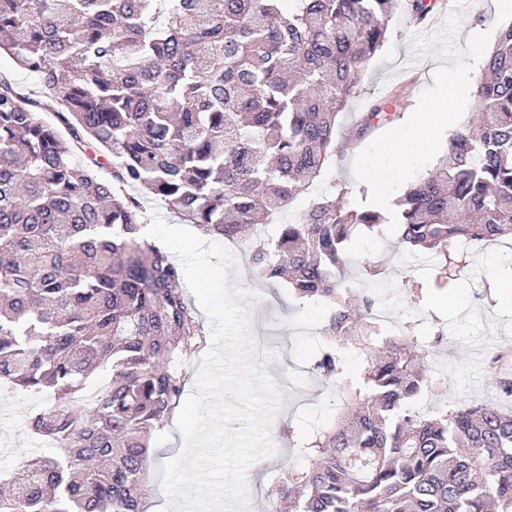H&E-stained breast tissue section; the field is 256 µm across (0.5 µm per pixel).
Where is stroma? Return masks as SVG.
<instances>
[{"instance_id": "35a3bbf8", "label": "stroma", "mask_w": 512, "mask_h": 512, "mask_svg": "<svg viewBox=\"0 0 512 512\" xmlns=\"http://www.w3.org/2000/svg\"><path fill=\"white\" fill-rule=\"evenodd\" d=\"M512 19V0H475L468 9L456 39L465 46L470 34L497 30ZM416 28L403 13H396L390 23L388 39L370 60L356 97L339 117L342 130L353 127L368 102L386 87L400 89L399 101L390 103L392 126L403 124L417 105L421 92L432 85V71L439 66L438 56L412 60L411 37ZM368 138L357 139L353 148L344 150L328 168L325 182L345 185L348 202L368 200L370 188L356 181L352 163ZM238 259L240 286L257 291L258 299L249 304L254 336L263 337L267 349L276 351L278 359L267 365V372L284 393L275 426L291 425L299 436L329 425L343 398V382L325 384L313 373L312 362L323 340L322 313L316 306H303L293 300L287 289L269 286L256 280L248 265L245 242L230 243ZM468 273L462 274L454 288H435L437 275L433 257L399 246L396 240L376 235L356 243L349 256V274L357 287H365L361 273L365 262L384 266L383 286L377 289L379 305L385 307L395 324L405 319L418 321L420 330L442 328L445 340L435 352L425 357L427 376L445 380L450 399L460 402L497 400L494 374L485 359L489 350L512 345V305L496 303L493 285L502 278L504 262L512 258L507 243L474 245L469 253ZM44 399L24 392L0 396V472L13 469L16 461L32 455H47L50 445L33 435L28 428L30 416L43 407ZM151 447L155 454L146 482L150 494L147 512H157L163 502L158 466L175 456L182 447V436L175 426L154 434ZM305 460L298 447L278 445L274 456L263 466L252 467L248 474L250 512H268V490L283 478L289 468H300Z\"/></svg>"}]
</instances>
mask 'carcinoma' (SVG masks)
<instances>
[{"label":"carcinoma","instance_id":"carcinoma-1","mask_svg":"<svg viewBox=\"0 0 512 512\" xmlns=\"http://www.w3.org/2000/svg\"><path fill=\"white\" fill-rule=\"evenodd\" d=\"M400 6L422 19L444 4L0 0V52L40 76L72 137L0 79V382L54 398L29 427L55 448L0 476V512H144L150 437L185 385L182 345L204 342L180 267L143 235L144 196L206 234L250 241L259 278L323 306L320 377L341 378V344L363 358L337 422L300 444L307 468L273 492L290 512H512V407L421 411L429 381L346 274L354 239L386 211L329 192L276 237L257 233L341 151L338 117ZM474 96L437 167L393 202L399 244L435 255L440 288L465 267L454 244L512 241V21ZM386 103L355 136L390 120ZM87 140L99 155L79 163ZM442 340L411 338L423 354ZM507 362H492L504 397ZM98 371L110 380L90 391Z\"/></svg>","mask_w":512,"mask_h":512}]
</instances>
